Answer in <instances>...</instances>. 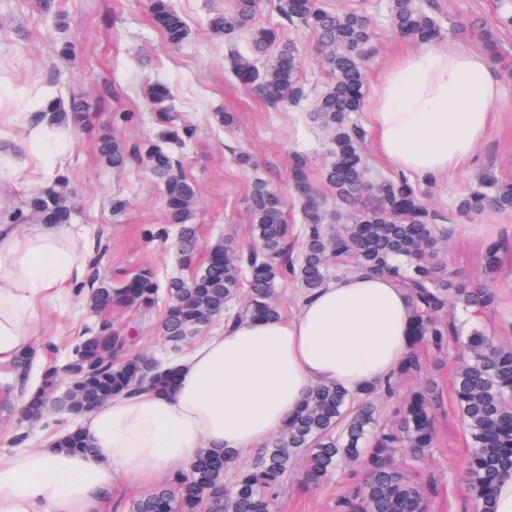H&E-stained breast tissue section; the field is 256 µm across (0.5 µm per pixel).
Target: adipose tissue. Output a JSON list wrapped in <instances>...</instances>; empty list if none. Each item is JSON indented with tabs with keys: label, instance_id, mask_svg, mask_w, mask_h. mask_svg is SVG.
Returning a JSON list of instances; mask_svg holds the SVG:
<instances>
[{
	"label": "adipose tissue",
	"instance_id": "adipose-tissue-1",
	"mask_svg": "<svg viewBox=\"0 0 512 512\" xmlns=\"http://www.w3.org/2000/svg\"><path fill=\"white\" fill-rule=\"evenodd\" d=\"M500 82L484 53L433 44L403 54L377 76L370 126L381 156L420 178L467 164L497 120ZM48 119L17 142L13 173L48 188L61 175L30 149L64 137ZM73 224L0 219V366L32 350L43 298L66 292L82 267ZM410 306L388 277L329 282L288 319H248L197 337L178 363L173 394L145 388L83 416L93 450L55 445L0 454V512H100L115 477L151 490L207 447H262L315 385L351 393L385 379L409 346Z\"/></svg>",
	"mask_w": 512,
	"mask_h": 512
}]
</instances>
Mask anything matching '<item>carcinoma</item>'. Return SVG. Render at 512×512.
Wrapping results in <instances>:
<instances>
[{
	"instance_id": "carcinoma-1",
	"label": "carcinoma",
	"mask_w": 512,
	"mask_h": 512,
	"mask_svg": "<svg viewBox=\"0 0 512 512\" xmlns=\"http://www.w3.org/2000/svg\"><path fill=\"white\" fill-rule=\"evenodd\" d=\"M262 0H233V7L209 17V28L234 41L248 34L251 57L232 53L233 73L268 105L298 107L308 98L298 75L295 46L281 41L279 30L257 24ZM153 26L172 47L188 37V26L172 0H150ZM278 11L291 26L303 27L318 37L323 66L332 85L315 106L313 119L330 133L326 184L345 208L346 222H326L324 200L312 190L305 160L297 158L291 181L298 193L302 250L288 248V201L264 182H256L249 196L251 232L255 240L244 253L226 242L210 246L205 265L188 276L160 284L151 268L140 270L129 282L116 286L95 278L86 296L89 309L100 315L128 309L137 320L152 319L160 299H166L160 324L165 345L180 352L199 330L215 318H280V283L291 279L300 295L313 294L333 279L334 273L383 274L402 288L411 304L412 323L408 352L397 371L364 392L350 395L336 384H319L307 394L300 410L279 434L271 438L245 468L237 467V452L205 448L186 472L174 474L167 484L132 500L131 512H275L284 481L292 470L295 452H304L303 483L318 484L339 460L355 463L362 480L336 500L335 512H428L429 489L404 469L403 460L421 461L434 444V419L442 405L438 383L427 375L424 355L454 365V405L465 427L470 454L463 474L477 512H494L500 478L512 473V346L497 344L486 335L481 321L498 306V295L479 280L448 273L438 247L444 235L436 225L447 220L421 199L418 184L404 175L372 179L362 155L365 129L351 115L364 106L365 51L372 40L370 19L355 8L332 10L323 0H279ZM388 19L394 30L421 44L442 37L435 18L419 0H389ZM268 58L258 69L255 60ZM166 142L183 146L194 129L173 123L172 96L167 86L150 89ZM51 114L59 127H77L88 121L90 105L72 97L67 105L51 100L41 114ZM104 163L122 169L143 163L163 187L167 221L177 228V247L185 265L200 248L193 222L194 184L180 163L157 145L128 146L115 136H102L97 145ZM456 210L481 216L488 210L512 211V181L486 171L478 188L464 194ZM28 217L36 224H69L72 197L61 190L36 189L27 199ZM506 242L489 244L485 267L499 264ZM75 383L70 404L74 409L99 406L110 397L146 386L167 391L175 373L146 354H134L127 331L102 320L97 329L74 348L68 365L45 369L40 386L23 408L39 416L57 387L60 374ZM419 386L382 421L372 399L396 396L401 380ZM57 447L86 452L89 441L76 430L56 439ZM234 472L231 484L227 472Z\"/></svg>"
}]
</instances>
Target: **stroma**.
Listing matches in <instances>:
<instances>
[{
  "label": "stroma",
  "mask_w": 512,
  "mask_h": 512,
  "mask_svg": "<svg viewBox=\"0 0 512 512\" xmlns=\"http://www.w3.org/2000/svg\"><path fill=\"white\" fill-rule=\"evenodd\" d=\"M147 3L53 0L47 7L42 0H0V118L11 139L24 137L31 116L50 99L78 96L99 109L93 127L70 131L63 144V176L77 205L75 222L96 248L91 274L121 284L147 266L162 281L190 272L179 262L176 231L166 222L164 197L149 171L138 164L113 170L95 149L104 133L131 146L162 145V127L146 96L148 85L156 82L169 86L178 124L196 131L194 139L174 154L196 187V222L203 242L228 237L238 249L250 247L248 198L257 180L288 196L287 220L299 227V206L292 199L289 180L298 154L307 160L310 180L326 200L329 219L339 217L341 211L322 180L328 137L312 117L317 99L330 84L314 33L281 27L282 37L301 55V79L308 99L299 111L271 108L233 75L230 52H246V41L240 38L227 44L208 28L209 17L226 10L228 0H173L190 29L188 39L175 49L153 27ZM325 3L334 9L360 6L372 21L366 87H373L386 63L418 47L416 41L390 28L385 17L387 0ZM426 6L442 27L441 46L464 44L485 52L501 78L497 122L477 146L470 164L447 181L421 185L434 208L452 212L456 200L475 186L482 171L491 169L512 180V27L500 24L497 0H427ZM221 112L232 113V125L219 124ZM242 151L251 155V164L238 163ZM448 230L443 252L448 270L484 279L497 289L500 308L485 319L484 327L501 344L512 345V247L502 254L494 271H486L483 263L490 240L512 244V213L455 215ZM87 292L82 285L44 303L42 336L26 381L16 380L12 369L0 368V454L21 446L38 448L78 428V418L56 407L34 422L21 420L18 410L36 390L42 370L63 364L80 336L97 323V315L85 306ZM433 376L445 396L436 416L435 446L413 468L421 477L435 479L431 512H474L460 479L469 448L449 397L450 371L444 366L434 370ZM359 477L356 467L345 461L317 486H303L298 472H291L276 512H333L337 496Z\"/></svg>",
  "instance_id": "35a3bbf8"
}]
</instances>
